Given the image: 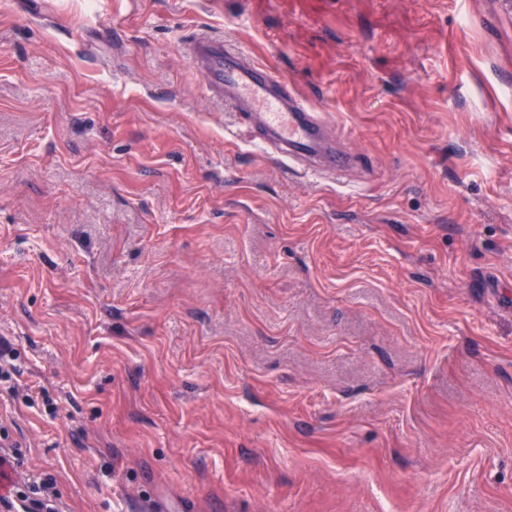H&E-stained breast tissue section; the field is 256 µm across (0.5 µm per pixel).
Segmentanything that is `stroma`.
Listing matches in <instances>:
<instances>
[{"label": "stroma", "instance_id": "35a3bbf8", "mask_svg": "<svg viewBox=\"0 0 512 512\" xmlns=\"http://www.w3.org/2000/svg\"><path fill=\"white\" fill-rule=\"evenodd\" d=\"M200 31L355 164L265 153ZM3 339L59 512H512V0H0Z\"/></svg>", "mask_w": 512, "mask_h": 512}]
</instances>
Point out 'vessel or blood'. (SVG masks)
<instances>
[{
  "mask_svg": "<svg viewBox=\"0 0 512 512\" xmlns=\"http://www.w3.org/2000/svg\"><path fill=\"white\" fill-rule=\"evenodd\" d=\"M187 50L209 95L250 124L274 155L304 161L315 171L350 162L325 136L314 106L265 64L207 33L195 34Z\"/></svg>",
  "mask_w": 512,
  "mask_h": 512,
  "instance_id": "vessel-or-blood-1",
  "label": "vessel or blood"
}]
</instances>
